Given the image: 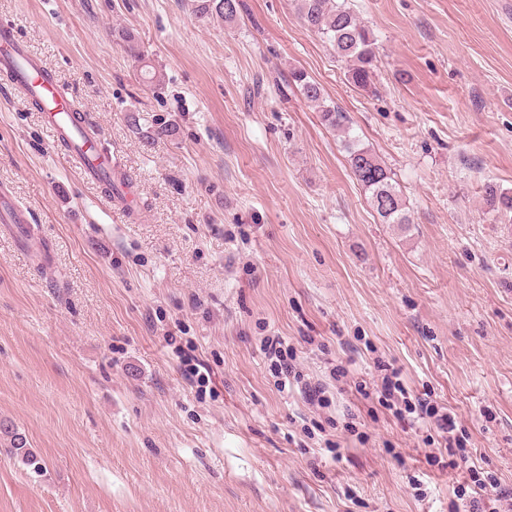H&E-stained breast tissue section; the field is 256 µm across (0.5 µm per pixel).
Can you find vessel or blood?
Listing matches in <instances>:
<instances>
[{"label": "vessel or blood", "instance_id": "obj_1", "mask_svg": "<svg viewBox=\"0 0 512 512\" xmlns=\"http://www.w3.org/2000/svg\"><path fill=\"white\" fill-rule=\"evenodd\" d=\"M0 72L22 102H39L45 124L53 127L67 143L78 163L81 176L88 181L103 183L105 177H117L118 171L110 148L91 133L93 123L87 113L77 111L58 81L43 62L29 54L9 22H0ZM26 209L0 202V224L12 225L24 244H32Z\"/></svg>", "mask_w": 512, "mask_h": 512}]
</instances>
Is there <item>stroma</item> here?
I'll list each match as a JSON object with an SVG mask.
<instances>
[{"label":"stroma","mask_w":512,"mask_h":512,"mask_svg":"<svg viewBox=\"0 0 512 512\" xmlns=\"http://www.w3.org/2000/svg\"><path fill=\"white\" fill-rule=\"evenodd\" d=\"M350 2L378 39L374 95L292 0H240L231 26L186 0H0L140 199L110 206L0 77V189L47 246L0 233V419L43 465L0 447V512H455L475 469L512 512V224L486 201L512 191V0ZM295 70L392 170L408 232ZM274 335L311 381L349 363L330 408L277 390ZM377 357L466 449L364 399ZM350 413L367 442L304 440Z\"/></svg>","instance_id":"35a3bbf8"}]
</instances>
